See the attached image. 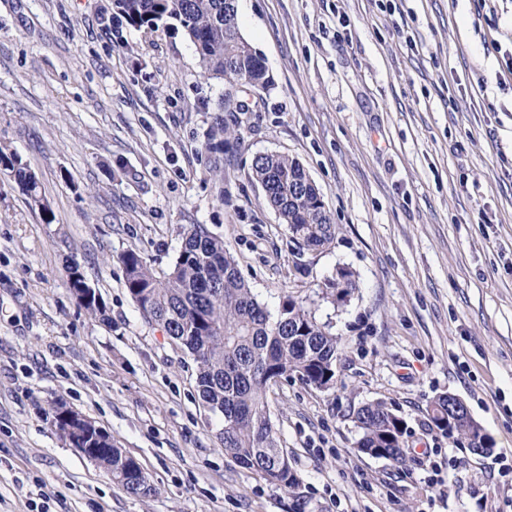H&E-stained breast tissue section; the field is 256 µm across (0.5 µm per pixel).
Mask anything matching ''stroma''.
<instances>
[{
  "instance_id": "1",
  "label": "stroma",
  "mask_w": 512,
  "mask_h": 512,
  "mask_svg": "<svg viewBox=\"0 0 512 512\" xmlns=\"http://www.w3.org/2000/svg\"><path fill=\"white\" fill-rule=\"evenodd\" d=\"M112 0H0V146L39 179L55 215L0 174V512H512V0H238L242 36L273 84L225 113L241 139L224 187L205 164L209 108L182 32L105 24ZM296 158L334 224L299 250L252 175L255 156ZM223 239L258 299L306 301L339 338L336 386L275 384L269 414L299 486L226 457L196 364L130 298L119 260L156 270L182 234ZM84 269L112 318L66 285ZM356 290L320 291L337 268ZM462 398L494 443L473 453L430 423ZM381 400L409 456L362 453L352 411ZM79 411L133 456L156 492L129 495L61 436ZM434 449L442 482L427 480ZM66 284L78 304L86 312L104 324L111 325L112 320L101 294L95 288H82L90 285L82 267L74 260H67L65 267ZM341 274L327 280L325 284L326 291L323 292L324 299H331L335 304L344 303L357 287L355 274L349 268L341 267ZM443 394L430 401L427 408L429 420L437 421L444 416H447L448 420H453V417L470 416V411L462 399L451 393H448V397H444Z\"/></svg>"
}]
</instances>
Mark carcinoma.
I'll use <instances>...</instances> for the list:
<instances>
[{"label": "carcinoma", "instance_id": "cac0c4a2", "mask_svg": "<svg viewBox=\"0 0 512 512\" xmlns=\"http://www.w3.org/2000/svg\"><path fill=\"white\" fill-rule=\"evenodd\" d=\"M113 17L145 31L169 22L193 43L206 79L239 83L244 75L254 88L272 84L262 57L241 35L237 9L227 0H112ZM232 100L219 101L206 145V166L216 183L224 181V145L239 139V131L224 122ZM0 173L18 184L28 207L54 221L36 175L19 156L0 148ZM254 178L264 187L268 203L299 245L310 251L329 248L339 233L326 211L322 194L303 166L285 154L256 156ZM125 288L145 321L164 332L193 357L196 387L204 406L221 416L224 455L270 484L294 490L299 480L279 445L268 411L267 379L296 377L307 385L329 390L336 384L338 338L330 325L320 324L302 303L286 297L273 315L241 278L238 263L224 241L193 224L171 267L156 272L134 250L121 256ZM66 284L78 304L104 324L112 325L101 294L89 287L82 267L67 262ZM357 287L355 274L342 268L327 280L323 298L343 303ZM429 420L448 415V398L439 394L427 408ZM357 448L367 455L404 465L409 460L406 424L385 402L376 400L355 409ZM475 419L453 421L437 430L469 439ZM81 445L100 449L99 466L127 494L146 497L154 492L148 479H138L135 459L105 438H82Z\"/></svg>", "mask_w": 512, "mask_h": 512}]
</instances>
